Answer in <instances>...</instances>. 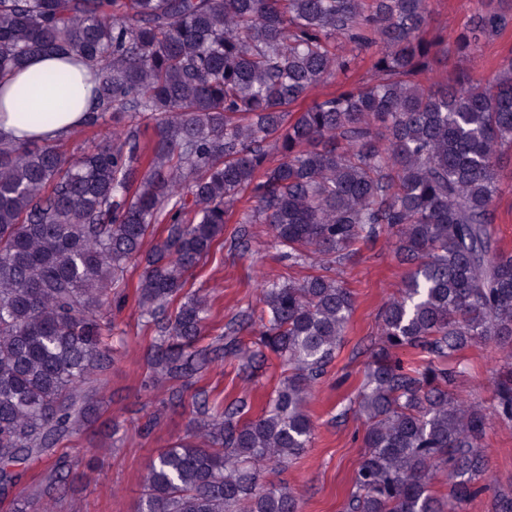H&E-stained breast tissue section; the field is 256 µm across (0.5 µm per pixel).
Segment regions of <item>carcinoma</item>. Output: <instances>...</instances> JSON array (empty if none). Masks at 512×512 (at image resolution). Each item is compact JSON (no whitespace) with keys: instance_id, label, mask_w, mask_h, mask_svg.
<instances>
[{"instance_id":"carcinoma-1","label":"carcinoma","mask_w":512,"mask_h":512,"mask_svg":"<svg viewBox=\"0 0 512 512\" xmlns=\"http://www.w3.org/2000/svg\"><path fill=\"white\" fill-rule=\"evenodd\" d=\"M511 24L512 0H476L451 40L430 32V0H0V85L54 53L92 73L82 128L112 120L76 158L62 138H0V499L13 512H57L72 460L57 457L17 493L12 465L100 419L112 286L140 260L133 297L154 376L178 383L171 406L211 364L246 354L238 334L257 322L260 356L283 377L248 421L245 400L198 389L184 435L150 459L135 512H299L293 490L263 471L312 441L308 403L354 306L329 271L386 232L409 269L358 394L366 451L345 512H464L487 491L493 512H512V486L490 479L485 450L488 426L512 423V362L491 380V405L458 391L461 352L512 349V253L491 233L512 155V55L488 79L461 70L442 81L433 68L436 55H474ZM370 49L368 82L300 107ZM244 199L255 207L235 247L245 225L267 224L288 261L325 273L262 280L259 311L202 346L210 309L187 276L224 246ZM440 472L442 498L431 490Z\"/></svg>"}]
</instances>
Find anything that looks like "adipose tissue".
Returning a JSON list of instances; mask_svg holds the SVG:
<instances>
[{"label": "adipose tissue", "mask_w": 512, "mask_h": 512, "mask_svg": "<svg viewBox=\"0 0 512 512\" xmlns=\"http://www.w3.org/2000/svg\"><path fill=\"white\" fill-rule=\"evenodd\" d=\"M69 70L73 83L64 87L54 74ZM43 80L31 84V73ZM93 84L87 68L69 67L60 56L41 54L31 58L25 70L0 89V137L17 144L49 142L80 126L88 116ZM49 115H42V108Z\"/></svg>", "instance_id": "ef3b65f1"}]
</instances>
